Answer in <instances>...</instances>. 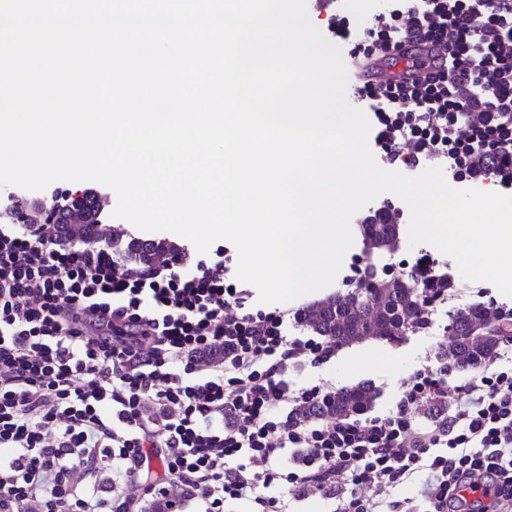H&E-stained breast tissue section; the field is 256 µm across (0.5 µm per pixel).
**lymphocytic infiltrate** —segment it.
Returning a JSON list of instances; mask_svg holds the SVG:
<instances>
[{
  "instance_id": "1",
  "label": "lymphocytic infiltrate",
  "mask_w": 512,
  "mask_h": 512,
  "mask_svg": "<svg viewBox=\"0 0 512 512\" xmlns=\"http://www.w3.org/2000/svg\"><path fill=\"white\" fill-rule=\"evenodd\" d=\"M317 8L357 60L352 95L378 154L512 190V0H387L366 25L335 0ZM406 45L419 51L407 79L369 78ZM399 267L418 287L413 328L427 331L463 290L430 253ZM228 272L179 254L134 271L53 221L0 225V512H143L132 491L172 485L200 512L228 498L285 512L269 492L281 479L336 512H512L511 358L492 355L453 390L449 364L418 371L383 415L297 423L282 411L324 390L289 388V362H326L336 346L289 338L288 311H249ZM450 396L451 413L418 418ZM291 448L306 460L284 474ZM406 483L415 495L375 496Z\"/></svg>"
}]
</instances>
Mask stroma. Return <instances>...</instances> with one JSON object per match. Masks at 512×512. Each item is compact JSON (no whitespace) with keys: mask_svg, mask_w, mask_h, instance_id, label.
Segmentation results:
<instances>
[{"mask_svg":"<svg viewBox=\"0 0 512 512\" xmlns=\"http://www.w3.org/2000/svg\"><path fill=\"white\" fill-rule=\"evenodd\" d=\"M92 192L106 198L107 205L102 215L104 227L110 234L105 241L113 250H120L125 243L133 239L162 242L173 249L185 250L189 263L201 260L202 255L187 239L168 231H143L126 220L113 217L117 196L109 187L92 181H57L41 191L44 200H53L61 192ZM415 250L408 244H401L394 253L376 252L366 254L362 242L353 243L345 254L339 276L335 280V293H343L354 287L351 280L350 265L353 257L359 256L369 270L377 272L379 277H387L389 271L397 269L400 261L412 260ZM451 310V309H450ZM450 310L443 308L433 316L431 329L420 333H406L400 339L387 341L368 338L362 342L338 348L334 357L326 363L311 365L306 359L299 358L290 362L286 379L290 387L301 388L312 385L332 391L351 386L362 381L370 382L377 390L378 397L372 409L373 414L381 415L392 409L398 399L403 383L417 371L444 359L448 344Z\"/></svg>","mask_w":512,"mask_h":512,"instance_id":"obj_1","label":"stroma"}]
</instances>
